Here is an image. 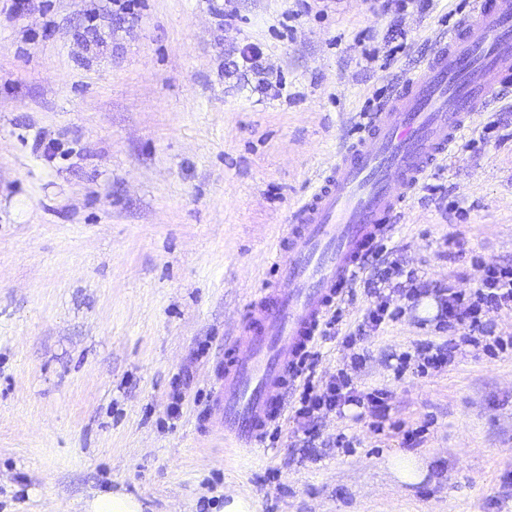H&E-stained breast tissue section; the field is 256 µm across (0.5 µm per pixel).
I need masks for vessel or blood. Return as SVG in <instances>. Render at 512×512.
<instances>
[{
  "label": "vessel or blood",
  "mask_w": 512,
  "mask_h": 512,
  "mask_svg": "<svg viewBox=\"0 0 512 512\" xmlns=\"http://www.w3.org/2000/svg\"><path fill=\"white\" fill-rule=\"evenodd\" d=\"M512 84V0L473 11L291 212L264 282L224 349L214 416L238 447L261 444L280 395L360 255L384 236L419 179L466 123Z\"/></svg>",
  "instance_id": "b4317fda"
}]
</instances>
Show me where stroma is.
Returning a JSON list of instances; mask_svg holds the SVG:
<instances>
[{"label": "stroma", "mask_w": 512, "mask_h": 512, "mask_svg": "<svg viewBox=\"0 0 512 512\" xmlns=\"http://www.w3.org/2000/svg\"><path fill=\"white\" fill-rule=\"evenodd\" d=\"M10 5L0 0V512H80L104 488L144 512H221L232 494L257 512H512V309L485 315L503 346L464 343L442 370L399 377L397 355L452 334L404 302L368 331L354 368L343 338L377 300L353 282L316 376L343 370L385 393L388 428L350 405L318 418L303 447L291 387L259 447L206 429L224 345L293 207L471 0L386 13L375 0H140L136 15H100L89 41L93 0H44L21 18ZM249 42L266 75H225ZM424 181L380 249L473 293L479 264L512 261V86ZM399 453L424 459L423 482L395 480Z\"/></svg>", "instance_id": "35a3bbf8"}]
</instances>
